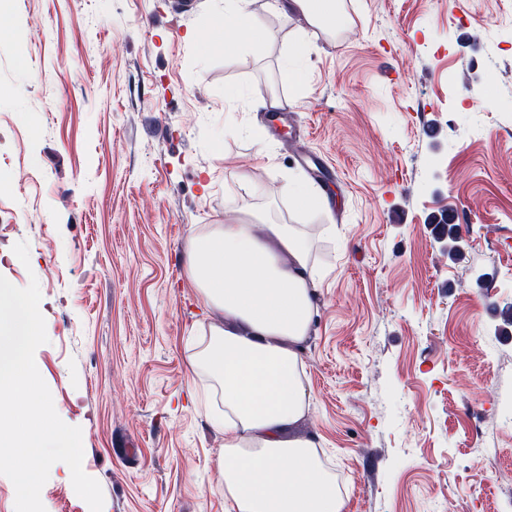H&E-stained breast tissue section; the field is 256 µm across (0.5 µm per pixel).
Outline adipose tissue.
Returning <instances> with one entry per match:
<instances>
[{
	"label": "adipose tissue",
	"instance_id": "ef3b65f1",
	"mask_svg": "<svg viewBox=\"0 0 512 512\" xmlns=\"http://www.w3.org/2000/svg\"><path fill=\"white\" fill-rule=\"evenodd\" d=\"M186 272L217 311L190 357L223 411L224 499L230 512H345V499L310 438L289 437L307 413L303 344L314 318L316 270L307 232L262 213L207 224Z\"/></svg>",
	"mask_w": 512,
	"mask_h": 512
}]
</instances>
